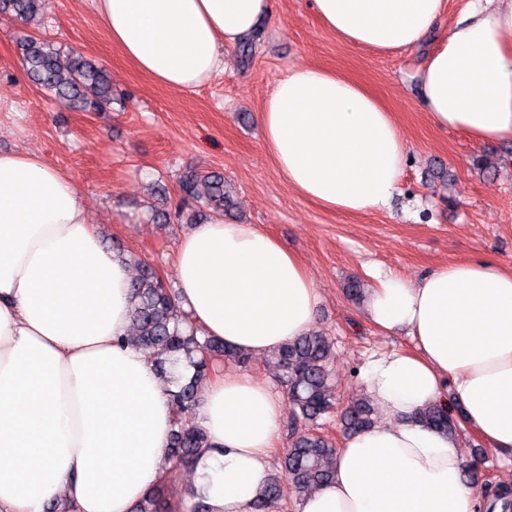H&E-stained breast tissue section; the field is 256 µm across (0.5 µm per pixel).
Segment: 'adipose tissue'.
Returning a JSON list of instances; mask_svg holds the SVG:
<instances>
[{
	"instance_id": "1",
	"label": "adipose tissue",
	"mask_w": 512,
	"mask_h": 512,
	"mask_svg": "<svg viewBox=\"0 0 512 512\" xmlns=\"http://www.w3.org/2000/svg\"><path fill=\"white\" fill-rule=\"evenodd\" d=\"M125 57L192 92L224 67L271 0H94ZM445 0H313L325 28L376 53L421 43ZM432 124L475 146L512 140V0H470L419 71ZM256 120L289 187L323 207L385 209L407 156L391 113L362 85L314 66L273 84ZM178 302L205 335L252 355L310 332L319 293L258 225H195L174 255ZM129 267L106 248L73 180L33 152H0V512H135L170 467L168 386L128 343ZM366 313L413 350L372 356L378 413L349 436L333 478L300 512H476L454 436L417 419L452 398L462 427L512 452V270L471 259L415 281L377 277ZM285 411L269 383L233 370L208 381L192 415L211 442L196 491L210 512H254Z\"/></svg>"
}]
</instances>
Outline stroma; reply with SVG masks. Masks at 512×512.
<instances>
[{"label": "stroma", "mask_w": 512, "mask_h": 512, "mask_svg": "<svg viewBox=\"0 0 512 512\" xmlns=\"http://www.w3.org/2000/svg\"><path fill=\"white\" fill-rule=\"evenodd\" d=\"M251 58L224 51V70L192 93L169 90L138 73L104 29L93 0H49L26 24L0 15V151H30L70 176L88 216L114 249L157 270L177 290L173 255L197 222L213 218L185 197L183 170L223 175L241 222L286 243L320 296L316 330L331 336L330 363L339 403L367 397L361 370L375 353L409 349L410 337L387 336L348 300L347 279L370 283L368 268L417 280L435 267L483 258L512 270V141L473 146L461 132L431 124L417 73L435 39L388 55L349 47L318 20L312 0H272ZM62 52L96 59L109 72L108 112L51 101L21 65V33ZM320 66L360 81L393 112L408 146L399 190L389 208L331 212L289 189L255 121L276 79ZM487 156L495 171L473 165ZM161 212L171 221L158 220ZM466 458L489 487L512 486V455L487 450L471 430L458 431Z\"/></svg>", "instance_id": "obj_1"}]
</instances>
